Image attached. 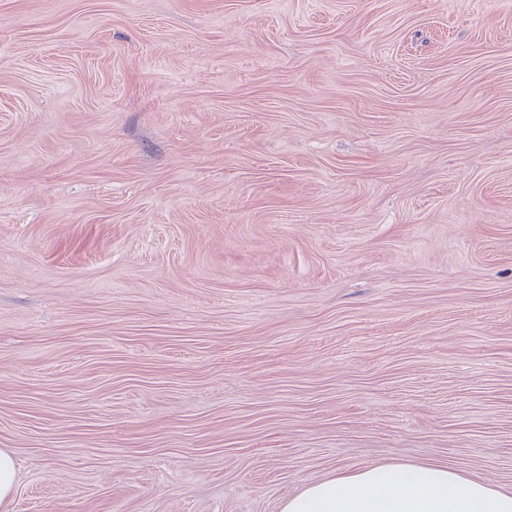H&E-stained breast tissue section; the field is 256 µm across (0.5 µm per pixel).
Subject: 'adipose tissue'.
<instances>
[{"label":"adipose tissue","mask_w":512,"mask_h":512,"mask_svg":"<svg viewBox=\"0 0 512 512\" xmlns=\"http://www.w3.org/2000/svg\"><path fill=\"white\" fill-rule=\"evenodd\" d=\"M281 512H512V491L441 464L384 463L310 484Z\"/></svg>","instance_id":"ef3b65f1"}]
</instances>
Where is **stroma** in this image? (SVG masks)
<instances>
[{"instance_id": "1", "label": "stroma", "mask_w": 512, "mask_h": 512, "mask_svg": "<svg viewBox=\"0 0 512 512\" xmlns=\"http://www.w3.org/2000/svg\"><path fill=\"white\" fill-rule=\"evenodd\" d=\"M12 512L512 490V0H0ZM280 511L512 512V491L464 477L448 465L384 463L312 483Z\"/></svg>"}]
</instances>
